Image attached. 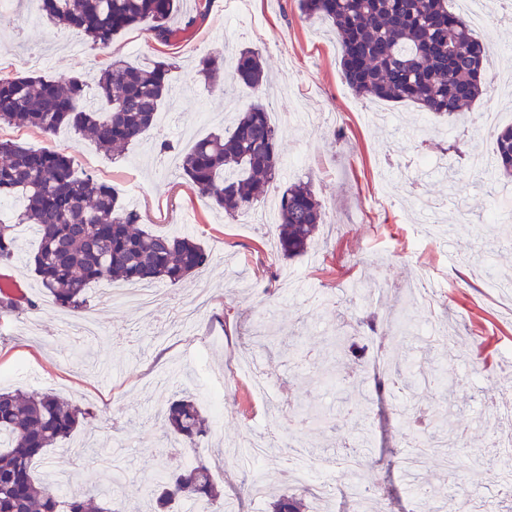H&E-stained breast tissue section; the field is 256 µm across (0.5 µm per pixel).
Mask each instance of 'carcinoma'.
Segmentation results:
<instances>
[{
    "label": "carcinoma",
    "instance_id": "cac0c4a2",
    "mask_svg": "<svg viewBox=\"0 0 512 512\" xmlns=\"http://www.w3.org/2000/svg\"><path fill=\"white\" fill-rule=\"evenodd\" d=\"M180 0H39L49 20L75 29L108 48L122 33L150 22L156 40L167 43ZM300 14L325 21L340 46V67L358 97L411 102L437 117H457L482 92L488 55L485 41L448 0H297ZM172 63L140 67L115 59L95 77L99 108L86 107L88 84L81 77L56 80L45 75L0 78V124L36 129L45 135L67 127L106 151H122L140 141L157 123L172 94ZM208 80L225 76L224 95L245 86L267 93L269 85L258 52L242 49L229 59L208 55L199 64ZM182 175L202 197L231 215L260 203L264 184L277 177L282 158L277 130L267 107L256 102L232 118L222 132L197 140L178 154ZM493 168L512 177V124L496 136ZM22 202L13 224H0V264L18 252L15 227L37 229L39 244L28 264L45 293L76 317L90 309L88 288L101 281L139 284L183 283L206 261L191 236L138 227L141 214L122 205L112 184L90 174L76 175L75 159L65 153L0 140V198ZM276 250L292 259L310 248L324 221L311 182L287 186L280 197ZM35 302L17 303L0 294V315ZM94 412L56 395L0 392V512H125V501L91 485L78 496L61 497L54 483L35 476L32 465L51 448L65 445ZM165 433L183 447L196 448L210 432L197 402L172 401ZM152 512H172L186 503L223 506L213 479L212 458L163 469L142 489ZM272 512H306L301 494L275 495Z\"/></svg>",
    "mask_w": 512,
    "mask_h": 512
}]
</instances>
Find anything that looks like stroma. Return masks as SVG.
I'll return each mask as SVG.
<instances>
[{
  "label": "stroma",
  "mask_w": 512,
  "mask_h": 512,
  "mask_svg": "<svg viewBox=\"0 0 512 512\" xmlns=\"http://www.w3.org/2000/svg\"><path fill=\"white\" fill-rule=\"evenodd\" d=\"M36 0H17L0 15V77L80 76L92 80L106 58L141 66L175 57L173 94L162 109L174 132L154 128L112 157L70 130L45 137L35 130L0 125V139L45 147L75 157L78 173L95 175L119 190L146 228L188 231L208 255L185 283H159L151 310L94 304L89 312L100 333L83 342L61 335L71 317L43 292L23 261L37 235L20 231L23 257L0 272L14 276L39 305L37 311L0 318V388L48 392L92 408L95 419L80 426L75 449L124 451L132 479L127 512H146L140 488L162 468L184 464L187 449L167 440L159 412L182 395L193 396L211 425L210 447L224 451L214 478L235 512H270L268 498L243 488L235 459L254 431L273 439L261 464L266 484L300 492L277 462L276 445L289 435L308 445L333 443L340 455L358 451L359 478L376 492L380 512H422L417 480L437 485L438 512H460L481 503L485 512H512L501 494L503 471L498 437L512 432V417L494 424L489 399L512 397L502 371L512 360V305L483 288L485 275H512V243L492 210L512 209V183L490 181L467 166L469 155L490 153L494 137L479 128L482 112H501L512 123V82L485 83L465 119H437L413 103L358 100L344 83L340 50L321 23L300 17L293 0H250L254 23L231 34L235 0H211L200 13L197 0H180V15L193 23L169 44L153 39L147 25L117 36L102 51L83 34L48 20L26 21ZM249 48L259 52L280 98H266L279 131L283 157L280 187L311 181L325 210L314 246L304 255H277L272 231L244 226L202 198L173 166V154H157L168 139L187 148L179 127L194 138L221 127L223 83L204 82L201 57ZM447 218L457 209L469 224L454 232L425 231L412 223L414 194ZM361 281L368 291L356 304L346 291ZM377 314L376 329L359 326ZM453 320L458 334L449 352H429V324ZM343 327L354 347L342 363L329 357L322 329ZM275 329L279 341L255 342ZM444 362L454 381L451 395L422 385L400 390L379 383L383 365L415 372ZM223 388V406L206 402L208 388ZM451 401L443 435L455 461L453 484H439L442 465L430 459L416 475L405 470L411 448L432 434L419 423ZM38 475H65L62 491L84 484L111 485V471L91 463L72 467L61 450L38 466Z\"/></svg>",
  "instance_id": "1"
}]
</instances>
